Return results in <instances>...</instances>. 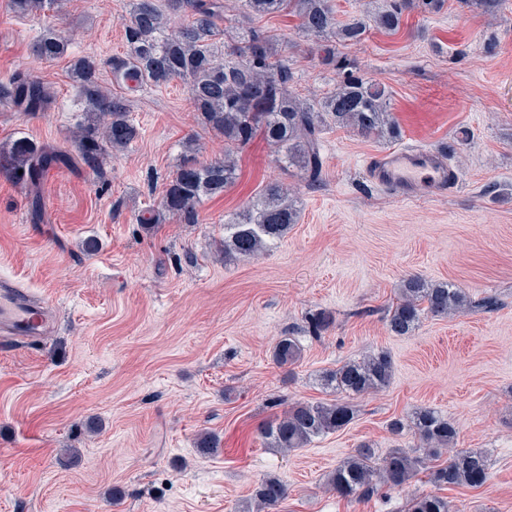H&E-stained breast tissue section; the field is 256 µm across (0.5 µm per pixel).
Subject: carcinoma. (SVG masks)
Wrapping results in <instances>:
<instances>
[{
  "label": "carcinoma",
  "mask_w": 512,
  "mask_h": 512,
  "mask_svg": "<svg viewBox=\"0 0 512 512\" xmlns=\"http://www.w3.org/2000/svg\"><path fill=\"white\" fill-rule=\"evenodd\" d=\"M169 11L188 17L187 23L167 26L159 0H131L125 23L126 52L112 58L113 78L127 90L160 87L175 79L187 85L190 100L201 124L224 138V157L201 163L186 158L166 184L163 209L186 224L197 222V206L206 197L221 194L237 179L232 151L247 146L260 134L278 149L285 169L294 167L308 180L322 175L319 135L322 127L350 128L364 137H393L396 121L385 112L387 91L379 83L352 77L318 104H307L290 91L293 72L288 59L279 56L275 37L246 25L236 39L218 49L224 18V0H164ZM245 17L288 15L299 20L301 31L319 38L339 37L357 43L367 32L362 18L337 26L332 0H243ZM438 6V0H394L393 7L377 15L374 24L389 34L401 28L402 16L419 5ZM59 6L58 0H13V10L26 14ZM67 41L53 28L35 37L32 52L41 61L63 56ZM97 62L89 57L73 60L72 73L85 101V118L77 141V158L86 166L100 168L108 149H126L140 137L130 118L125 99L102 90L96 82ZM3 98L25 112H44L52 96L34 75L18 73L0 90ZM73 158L19 137L0 146V171L30 188L32 212H40L39 181L54 167L68 166ZM299 209L290 188L281 182L267 184L242 210L224 220L221 247L224 260L254 259L283 239L298 223ZM469 295L448 281H432L411 275L402 281L398 301L385 310L384 321L395 336H409L425 314L446 315L471 308ZM292 336H281L273 348L275 361L283 366L300 357ZM393 362L383 351L350 358L325 372L321 385L342 398L333 403L297 402L274 423L263 429L271 448L297 449L313 439L338 431L355 418L349 397L386 388L392 379ZM399 434L409 429L417 437L415 449H391L378 458L372 447L361 445L329 476L336 494L351 500L368 499L381 486L402 488L420 474L428 473L438 489L467 486L480 488L489 479V459L482 449L454 452L439 462L442 450L453 447L457 429L448 417L430 407L415 409L407 420L388 424ZM287 497V485L277 476L262 478L252 500L273 508ZM406 512H457L448 497L438 493L413 496Z\"/></svg>",
  "instance_id": "cac0c4a2"
}]
</instances>
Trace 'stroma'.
<instances>
[{"instance_id": "35a3bbf8", "label": "stroma", "mask_w": 512, "mask_h": 512, "mask_svg": "<svg viewBox=\"0 0 512 512\" xmlns=\"http://www.w3.org/2000/svg\"><path fill=\"white\" fill-rule=\"evenodd\" d=\"M128 17L129 0L27 15L0 0V84L29 72L54 99L33 114L0 98V144L26 136L75 154L84 102L70 66L96 59L98 84L119 94L110 63L126 51ZM258 24L288 58L293 94L318 102L350 74L382 83L399 137L325 126L313 186L255 137L234 153L236 183L185 224L161 210L167 179L185 143L208 162L224 140L198 124L176 79L130 96L142 135L102 171L78 163L43 176L41 219L28 187L0 172V274L46 295L61 324L39 345L0 346V512H242L268 475L288 485L272 512H405L432 491L426 476L361 501L338 497L327 478L361 444L380 456L414 446L411 431L388 424L419 407L448 416L457 448L489 451L484 486L447 492L459 512H512V0L405 12L397 34L373 27L337 45L332 66L296 18ZM47 27L68 47L44 62L32 43ZM412 145L438 152L458 191L400 199L368 181L367 158ZM276 181L296 187L298 223L260 257L225 261V218ZM147 208L156 223H138ZM89 237L100 243L92 254L81 248ZM411 275L497 306L426 315L413 335H391L383 310ZM320 312L332 323L316 337L308 326ZM284 335L302 353L281 366L272 347ZM381 349L393 378L354 399L351 424L288 452L265 445L261 427L293 403L335 400L324 372ZM204 433L217 452L198 450Z\"/></svg>"}]
</instances>
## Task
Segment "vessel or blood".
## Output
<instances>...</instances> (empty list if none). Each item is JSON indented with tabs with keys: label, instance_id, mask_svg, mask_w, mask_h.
I'll return each mask as SVG.
<instances>
[{
	"label": "vessel or blood",
	"instance_id": "vessel-or-blood-1",
	"mask_svg": "<svg viewBox=\"0 0 512 512\" xmlns=\"http://www.w3.org/2000/svg\"><path fill=\"white\" fill-rule=\"evenodd\" d=\"M370 181L398 197H428L454 192L458 173L433 151L403 147L369 158ZM55 329L54 309L17 280L0 278V342L37 343Z\"/></svg>",
	"mask_w": 512,
	"mask_h": 512
}]
</instances>
